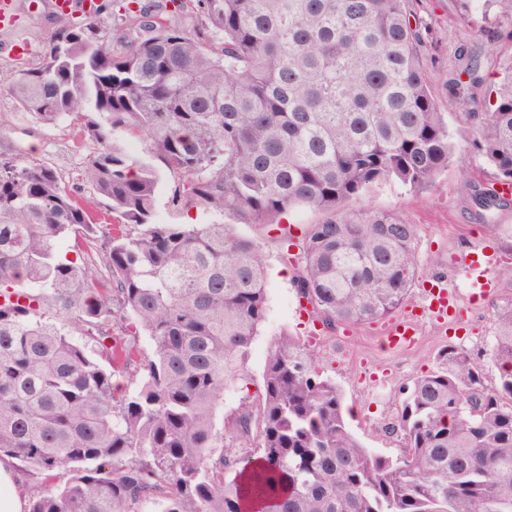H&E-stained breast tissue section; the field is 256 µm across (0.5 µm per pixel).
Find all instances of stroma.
Listing matches in <instances>:
<instances>
[{
	"instance_id": "1",
	"label": "stroma",
	"mask_w": 512,
	"mask_h": 512,
	"mask_svg": "<svg viewBox=\"0 0 512 512\" xmlns=\"http://www.w3.org/2000/svg\"><path fill=\"white\" fill-rule=\"evenodd\" d=\"M55 2L41 0L35 9L30 0H0V7L7 14L6 21L0 22V133L6 144L23 149L30 159L51 167L63 186L79 188L89 197L93 190L82 175L89 155L96 149L95 143L79 135L69 122H38L20 111L8 93L18 64L36 65L42 40L59 27ZM410 7L429 29L423 49L425 58L432 61L428 75L439 107L448 108L444 75L458 64L457 47L481 45L477 31L480 18L463 16L457 0H410ZM448 110L454 151L447 168L423 187L395 181L382 183L354 200L353 205L395 211L415 224L420 282L444 280L465 295L470 285L454 267L452 257L472 245L487 246L497 251L502 265H512V253L504 248L507 237L512 236V201L481 212L461 192L463 180L490 189L494 179L490 167L469 145L473 127L464 108ZM177 183L173 174L162 172L155 207L157 221L223 222V215L218 213L174 205L172 196ZM237 230L263 245L268 313L251 346L247 390L235 389L224 395V409L228 412L238 407L243 393L259 390L268 353L281 336H305L296 313L300 296L293 285L294 269L283 262L280 243L260 224H241ZM511 300L512 280L499 278L493 295L470 305L458 336H449L439 325L426 321L420 327L417 343L395 353L382 346L384 324L380 321L356 328L340 324L334 333L326 335L327 348L318 354V367L341 391L348 427L365 447L393 459L400 455L401 437L388 425L397 419L402 388L432 369L438 351L445 345L452 343L469 351L482 367L485 384H495L498 371L492 362L493 317L498 306Z\"/></svg>"
}]
</instances>
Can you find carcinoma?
I'll return each instance as SVG.
<instances>
[{"label":"carcinoma","instance_id":"obj_1","mask_svg":"<svg viewBox=\"0 0 512 512\" xmlns=\"http://www.w3.org/2000/svg\"><path fill=\"white\" fill-rule=\"evenodd\" d=\"M166 2L112 0V28L67 21L9 88L37 120L68 119L98 145L84 178L121 218L93 223L52 168L0 145V455L64 478L19 486L26 512H512V301L495 313L494 387L467 350L444 346L405 387L394 460L350 432L336 384L292 336L271 350L258 398L224 415L267 315L262 245L235 225L271 224L286 248L282 214H324L287 261L326 330L393 316L418 278L416 225L345 208L448 166L408 0ZM493 2L480 32L512 39V0ZM457 59L448 108L477 110L472 145L512 185V61L478 98L483 56L461 46ZM118 129L146 156L119 148ZM156 161L179 177L175 202L233 223L156 222ZM462 192L502 206L468 181ZM118 372L133 392L116 389Z\"/></svg>","mask_w":512,"mask_h":512}]
</instances>
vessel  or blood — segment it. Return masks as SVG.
<instances>
[{
  "label": "vessel or blood",
  "instance_id": "vessel-or-blood-1",
  "mask_svg": "<svg viewBox=\"0 0 512 512\" xmlns=\"http://www.w3.org/2000/svg\"><path fill=\"white\" fill-rule=\"evenodd\" d=\"M454 263L471 286L469 297L480 299L494 293L497 286L494 276L496 253L485 248L462 252L455 256ZM465 300L455 289L444 284L436 285L420 302L409 304L400 317L386 326L382 336L384 346L390 349L407 347L417 334L420 320L425 317L441 325H460Z\"/></svg>",
  "mask_w": 512,
  "mask_h": 512
}]
</instances>
